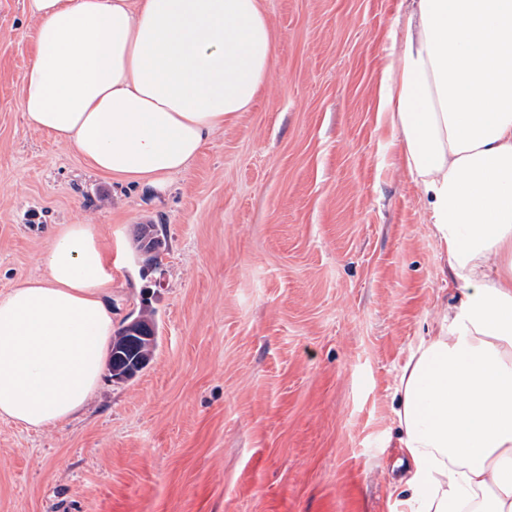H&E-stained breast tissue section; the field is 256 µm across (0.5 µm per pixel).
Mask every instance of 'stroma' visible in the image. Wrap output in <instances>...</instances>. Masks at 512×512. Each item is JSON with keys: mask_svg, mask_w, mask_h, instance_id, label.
<instances>
[{"mask_svg": "<svg viewBox=\"0 0 512 512\" xmlns=\"http://www.w3.org/2000/svg\"><path fill=\"white\" fill-rule=\"evenodd\" d=\"M400 0H261L271 77L165 190L89 169L19 109L37 23L0 0V292L62 224L112 257V319L159 347L62 426L0 419V512H393V394L458 292L376 110ZM155 224L157 266L135 250Z\"/></svg>", "mask_w": 512, "mask_h": 512, "instance_id": "stroma-1", "label": "stroma"}]
</instances>
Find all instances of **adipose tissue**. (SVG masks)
<instances>
[{
  "label": "adipose tissue",
  "mask_w": 512,
  "mask_h": 512,
  "mask_svg": "<svg viewBox=\"0 0 512 512\" xmlns=\"http://www.w3.org/2000/svg\"><path fill=\"white\" fill-rule=\"evenodd\" d=\"M406 38L377 110L460 287L398 385L401 512H512V0H401ZM38 22L19 106L93 170L164 190L248 111L275 34L260 0H25ZM47 274L0 293V418L38 430L99 386L112 260L57 229Z\"/></svg>",
  "instance_id": "adipose-tissue-1"
}]
</instances>
